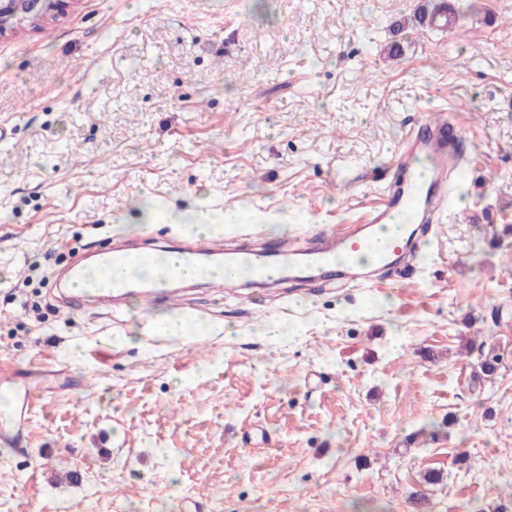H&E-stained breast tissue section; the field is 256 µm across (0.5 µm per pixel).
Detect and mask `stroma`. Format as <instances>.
Listing matches in <instances>:
<instances>
[{
    "instance_id": "obj_1",
    "label": "stroma",
    "mask_w": 512,
    "mask_h": 512,
    "mask_svg": "<svg viewBox=\"0 0 512 512\" xmlns=\"http://www.w3.org/2000/svg\"><path fill=\"white\" fill-rule=\"evenodd\" d=\"M450 2L458 26L418 29L419 0H63L0 38V360L35 399L28 438L0 444V512H413L421 487L423 512L506 502L512 243L488 240L512 224V0ZM442 110L458 188L395 283L200 279L143 313L57 296L80 256L191 241L147 199L249 201L215 231L228 249L360 223L406 131ZM171 315L207 329L154 334ZM482 341L503 361L479 382Z\"/></svg>"
}]
</instances>
